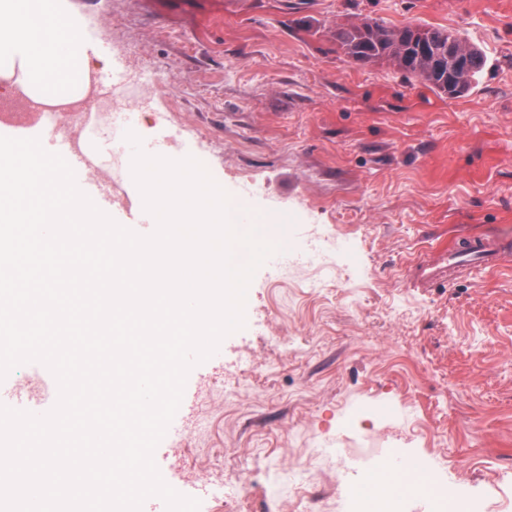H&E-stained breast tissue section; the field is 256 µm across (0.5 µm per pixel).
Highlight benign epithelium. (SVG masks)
I'll list each match as a JSON object with an SVG mask.
<instances>
[{
	"label": "benign epithelium",
	"mask_w": 512,
	"mask_h": 512,
	"mask_svg": "<svg viewBox=\"0 0 512 512\" xmlns=\"http://www.w3.org/2000/svg\"><path fill=\"white\" fill-rule=\"evenodd\" d=\"M398 39L407 45V51L401 54V62L410 68L417 63H424L427 72L446 84L448 95L458 97L466 93L467 79L476 69L478 51L472 46L448 38L443 44L411 27L399 34Z\"/></svg>",
	"instance_id": "7a95c632"
}]
</instances>
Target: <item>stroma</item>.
<instances>
[{
    "label": "stroma",
    "mask_w": 512,
    "mask_h": 512,
    "mask_svg": "<svg viewBox=\"0 0 512 512\" xmlns=\"http://www.w3.org/2000/svg\"><path fill=\"white\" fill-rule=\"evenodd\" d=\"M56 2L123 81L161 74L126 105L143 139L283 226L244 328L188 375L163 480L199 512H350L343 449L392 448L512 512V0ZM366 16L448 28L488 64L450 100L352 62L336 27ZM459 235L493 236L499 268L449 275Z\"/></svg>",
    "instance_id": "obj_1"
}]
</instances>
